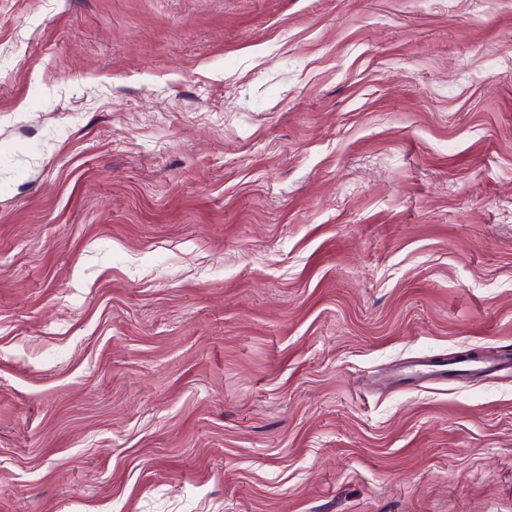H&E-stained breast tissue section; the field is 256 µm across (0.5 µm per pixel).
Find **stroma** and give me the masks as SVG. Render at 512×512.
I'll return each mask as SVG.
<instances>
[{
    "mask_svg": "<svg viewBox=\"0 0 512 512\" xmlns=\"http://www.w3.org/2000/svg\"><path fill=\"white\" fill-rule=\"evenodd\" d=\"M512 0H0V512H512ZM467 364L464 372H471L474 375L490 376L503 369H512V358L507 354L487 355L482 359H469L464 361H454L452 364Z\"/></svg>",
    "mask_w": 512,
    "mask_h": 512,
    "instance_id": "stroma-1",
    "label": "stroma"
}]
</instances>
